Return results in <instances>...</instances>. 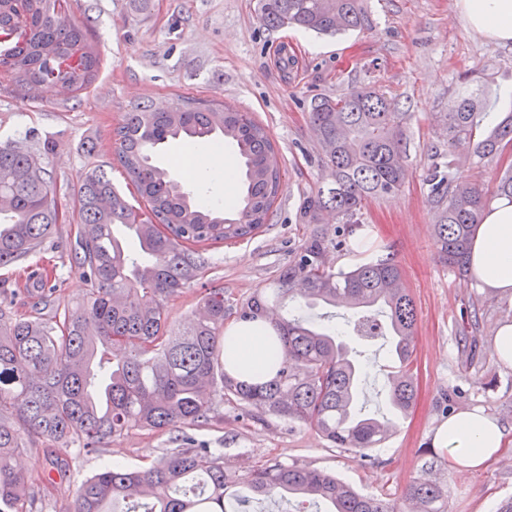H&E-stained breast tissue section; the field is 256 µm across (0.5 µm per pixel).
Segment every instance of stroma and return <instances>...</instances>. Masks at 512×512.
<instances>
[{
    "label": "stroma",
    "instance_id": "1",
    "mask_svg": "<svg viewBox=\"0 0 512 512\" xmlns=\"http://www.w3.org/2000/svg\"><path fill=\"white\" fill-rule=\"evenodd\" d=\"M65 5L71 19L88 25L101 54L93 84L78 94L45 87L34 98L0 86V141H20L41 152L64 214L40 252L26 261L55 284L56 307H76L87 292L70 255L78 229L76 194L85 173L104 166L126 199L137 200L113 145L112 130L126 112L143 101L176 109L195 98L251 113L268 132L281 167L282 191L271 224L243 241L211 245L200 284L169 301L171 322L182 324L191 315L205 286L223 287L233 303L250 297L315 233L332 241L327 260L338 270L389 253L417 307V395L392 437L375 450L372 464L331 447L308 425L256 423L228 403L220 407L221 421L193 431L196 444L220 449L240 473L259 459L304 464L398 507L413 480L439 477L448 484V512H497L499 503L512 497V447L487 467L467 469L455 466L433 437L448 415L463 408L484 410L512 427V366L503 364L492 346L500 324L512 321V297L488 291L473 276L457 275L442 263L424 178L428 149L444 141L443 114L459 76L488 62L493 91H512V43L470 30L458 0H367L372 30L333 38L269 28L258 15L257 0H66ZM284 51L294 60L287 69L280 59ZM360 85L410 109V177L397 194L369 198L350 235L332 216L303 223L301 206L321 177L309 101ZM205 147L202 141H177L160 149L155 163L199 199L220 207L231 197V185L205 167L191 173L181 164L183 152L200 154ZM475 302L481 307L480 329L469 340L465 332ZM334 324L361 366L364 411L390 413L387 374L394 361L388 346L368 345L346 332L344 316ZM172 445L171 434L135 430L95 454L70 449L65 454L71 467L63 479L50 474L58 446L21 453L19 463L44 496L37 512H68L81 482L102 463L138 468Z\"/></svg>",
    "mask_w": 512,
    "mask_h": 512
}]
</instances>
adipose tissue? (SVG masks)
<instances>
[{"instance_id": "obj_1", "label": "adipose tissue", "mask_w": 512, "mask_h": 512, "mask_svg": "<svg viewBox=\"0 0 512 512\" xmlns=\"http://www.w3.org/2000/svg\"><path fill=\"white\" fill-rule=\"evenodd\" d=\"M469 28L497 42H512V0H458ZM471 269L484 288L512 293V203L491 204L471 244ZM224 354L233 367L261 368L273 352L265 329L236 323L224 331ZM507 429L483 411H460L436 431L434 443L448 447L456 465L491 464L506 446Z\"/></svg>"}]
</instances>
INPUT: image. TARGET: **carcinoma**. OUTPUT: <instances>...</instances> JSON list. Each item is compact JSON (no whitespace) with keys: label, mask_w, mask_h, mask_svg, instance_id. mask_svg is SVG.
<instances>
[{"label":"carcinoma","mask_w":512,"mask_h":512,"mask_svg":"<svg viewBox=\"0 0 512 512\" xmlns=\"http://www.w3.org/2000/svg\"><path fill=\"white\" fill-rule=\"evenodd\" d=\"M259 12L270 28L328 36L372 24L366 0H259ZM0 27L20 30L17 41L0 43V80L29 97L53 75L81 92L100 70L98 51L85 27L66 15L63 0H0ZM72 51L81 53V67L59 71L57 59ZM490 94L487 80L463 73L443 113L446 142L427 154L434 242L442 261L463 276L469 241L489 204L512 203V165L498 163L512 145V112L487 124ZM410 117L395 99L367 86L311 100L309 122L325 175L303 202L305 223L318 224L330 211L355 227L367 198L400 191L410 176ZM183 138L236 146L241 169L233 178V209L204 204L151 163L153 148ZM113 140L146 211L130 204L105 170L86 173L77 192L80 229L72 257L88 285L85 302L60 312L48 281L30 278L29 314L0 304V512H35L37 484L16 468L19 453L44 443L97 453L131 430L177 432L180 446L139 469L102 467L82 482L72 512H247L253 500L287 495L321 502L325 512H397L381 495H362L333 474L295 463L262 460L238 474L224 466L223 455L194 446L182 431L219 421L218 404L225 401L257 422L309 424L332 447L370 457L394 422L361 413L358 364L336 333L306 311L348 302L357 336L390 340L398 370L388 378V399L394 412L405 414L416 398L417 308L401 267L387 256L337 271L326 262L332 242L312 235L264 288L235 304L224 299V289L205 288L192 315L173 328L168 301L197 282L206 265L194 246L236 243L268 224L282 188L277 152L251 113L195 99L173 112L139 103ZM465 165L471 178H457ZM58 223L40 154L0 143V267L40 250ZM120 229L147 260L128 252ZM232 316L269 323V340L282 350L271 377L249 382L224 367V327ZM405 501L410 512H448V487L414 481Z\"/></svg>","instance_id":"obj_1"}]
</instances>
